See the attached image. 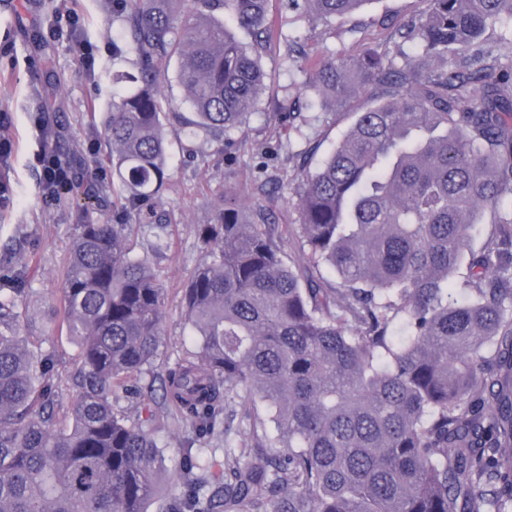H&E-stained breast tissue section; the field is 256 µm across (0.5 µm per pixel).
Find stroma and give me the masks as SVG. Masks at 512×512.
I'll return each instance as SVG.
<instances>
[{"mask_svg":"<svg viewBox=\"0 0 512 512\" xmlns=\"http://www.w3.org/2000/svg\"><path fill=\"white\" fill-rule=\"evenodd\" d=\"M81 30L97 44L94 74H87L67 39L42 41V24L62 0H0V136L12 143V156L0 165V185L9 195L0 203V259L21 248L34 273L31 308L55 303L61 295V270L77 226L84 217H103L132 225L134 251L146 254L157 235H167L171 247L153 258V268L164 289V336L157 360L141 380L151 383L157 375L193 350L192 330L182 305V290L205 256L197 227L210 223L215 203L233 196L251 210L273 209L283 238V260L301 259L303 244L292 231L297 215L275 184L266 182L264 171L280 179L293 178L300 166L316 167L351 125L352 110L363 107L366 95L348 107L323 106L306 92L310 74L291 66L281 46L264 53L261 66L273 93L263 94L247 123L215 141L202 130L173 141L168 162L169 188L165 193L166 227L136 223L134 216L114 211L112 198L119 184H104L111 172L102 132L112 110V99L121 90L112 76L134 72L138 57L124 39L127 17L112 11V0H83ZM424 0H374L353 17L324 23L314 20L305 6L290 0H273L271 11L283 36L307 40L326 55L357 56L370 46L385 43L391 23L424 10ZM45 109L59 130L58 149L84 172L76 192L56 205L45 204L37 182L34 155L38 144L30 131V116ZM43 350L53 352L59 394L55 413L60 426L69 423V378L77 351L68 337L56 334ZM115 411L130 420L146 421L168 456L160 477L163 498L148 512H162L163 500L181 487L178 462L183 449L203 448L216 459L224 457L225 440L252 442L254 431L273 433L268 409L257 404L249 416L226 421L224 430L199 437L195 424L178 420L162 405L137 395L119 393Z\"/></svg>","mask_w":512,"mask_h":512,"instance_id":"1","label":"stroma"}]
</instances>
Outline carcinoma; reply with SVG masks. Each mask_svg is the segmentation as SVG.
Segmentation results:
<instances>
[{"instance_id":"cac0c4a2","label":"carcinoma","mask_w":512,"mask_h":512,"mask_svg":"<svg viewBox=\"0 0 512 512\" xmlns=\"http://www.w3.org/2000/svg\"><path fill=\"white\" fill-rule=\"evenodd\" d=\"M272 0H113L129 11L138 72L104 138L112 207L159 224L170 137L158 76L178 59L192 117L218 139L269 90L260 59ZM324 22L374 0H302ZM381 45L321 55L306 88L368 103L320 166L280 188L298 214L306 266L284 264L268 219L226 198L198 225L206 252L183 291L197 345L160 376L162 404L210 431L260 401L275 436L224 443V471L184 454L167 512H512V61L483 40L512 0H426ZM253 36L243 45L231 27ZM494 220L470 247L478 215ZM130 224L79 225L54 309L77 348L71 424L57 427L55 363L36 353L21 302L28 263L0 265V512H147L166 470L152 430L115 413L157 358L164 291ZM324 267L327 286L309 275ZM463 281H458L461 267Z\"/></svg>"}]
</instances>
